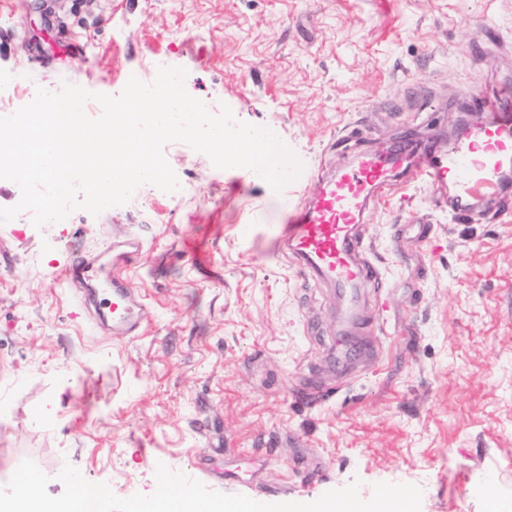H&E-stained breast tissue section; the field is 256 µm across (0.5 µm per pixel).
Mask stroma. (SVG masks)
<instances>
[{"mask_svg": "<svg viewBox=\"0 0 512 512\" xmlns=\"http://www.w3.org/2000/svg\"><path fill=\"white\" fill-rule=\"evenodd\" d=\"M165 60L328 176L356 155L345 128L372 150L442 145L469 119L463 88L512 82V0H0V84L29 75L16 106L66 81L116 95ZM164 154L180 199L0 224V487L30 458L53 496L64 462L149 495L162 463L265 503L356 480L364 499L418 486L420 512H512V195L459 223L417 176L385 194L360 228L381 280L340 366L338 294L272 249L304 183L274 191L179 141ZM126 233L143 244L132 336L100 331L58 278Z\"/></svg>", "mask_w": 512, "mask_h": 512, "instance_id": "1", "label": "stroma"}]
</instances>
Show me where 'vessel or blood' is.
Here are the masks:
<instances>
[{
    "label": "vessel or blood",
    "instance_id": "obj_1",
    "mask_svg": "<svg viewBox=\"0 0 512 512\" xmlns=\"http://www.w3.org/2000/svg\"><path fill=\"white\" fill-rule=\"evenodd\" d=\"M478 119L459 131L445 148L411 142L398 149L360 152L351 164L322 178L307 174L306 202H286V224L280 225L275 247L287 249L302 272L342 288L346 297L345 332L358 326L356 299L361 287L378 284L380 272L364 254L359 229L369 205L392 186L395 177L413 171L439 197L447 198L458 218L472 207L500 196L512 180V91L471 98ZM101 252L115 251L124 264L137 262L135 239L103 240ZM61 280L83 289L86 298L110 289L108 313L115 332L132 335L140 326L141 299L121 277H108L98 255L77 254L61 271Z\"/></svg>",
    "mask_w": 512,
    "mask_h": 512
}]
</instances>
